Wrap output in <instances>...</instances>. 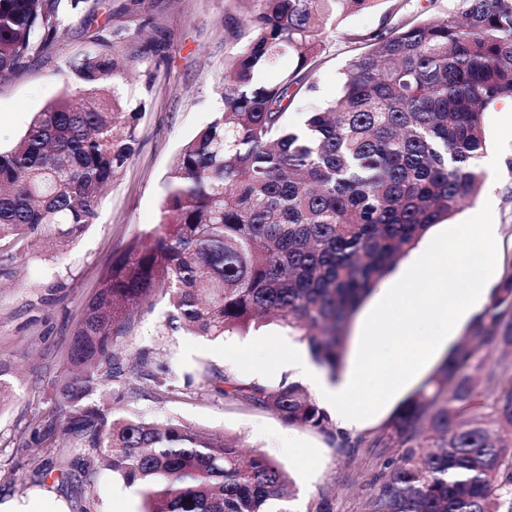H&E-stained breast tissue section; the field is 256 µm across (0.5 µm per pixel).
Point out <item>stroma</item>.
Segmentation results:
<instances>
[{"instance_id": "1", "label": "stroma", "mask_w": 512, "mask_h": 512, "mask_svg": "<svg viewBox=\"0 0 512 512\" xmlns=\"http://www.w3.org/2000/svg\"><path fill=\"white\" fill-rule=\"evenodd\" d=\"M377 0L344 15L327 30L316 90L295 104L291 121L336 97L356 46L345 32H370L383 22L403 25L454 10L457 0ZM234 0H103L96 20L130 28L160 29L172 42L170 57L155 69L135 65L124 89L145 98L135 154L114 177L93 224L62 251L40 243L26 247L12 279L0 282V354L14 364L15 394L0 410V504L27 512L30 505L53 512H140L143 496L105 468L89 469L83 449L74 447L61 426L51 425L52 386L68 372L67 340L93 298L102 275L135 234L158 224L165 176L181 146L221 107L225 61L236 46L225 30ZM80 14L66 18L61 38L24 71L0 81V149H9L27 130L35 112L57 99L65 87L66 63L91 51ZM486 152L500 158L483 169L482 188L449 218V225L492 224L497 228L496 274L512 264V101L501 100L485 113ZM167 297L133 318L119 348L128 358L146 355L166 368L172 392L127 375L124 385L107 384L104 398L125 414L149 420L170 418L203 431L239 436L282 463L297 489L296 512H308L319 489L335 493L336 512H365L376 471L375 451L348 454L318 431L286 425L276 415L228 400L206 386V371L230 370L240 378L274 386L287 376L286 329L268 324L243 335L211 340L170 330Z\"/></svg>"}]
</instances>
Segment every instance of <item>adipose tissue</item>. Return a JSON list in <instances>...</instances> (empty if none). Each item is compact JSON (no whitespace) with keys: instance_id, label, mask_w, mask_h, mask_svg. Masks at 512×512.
Returning a JSON list of instances; mask_svg holds the SVG:
<instances>
[{"instance_id":"obj_1","label":"adipose tissue","mask_w":512,"mask_h":512,"mask_svg":"<svg viewBox=\"0 0 512 512\" xmlns=\"http://www.w3.org/2000/svg\"><path fill=\"white\" fill-rule=\"evenodd\" d=\"M477 240L479 261L458 247L460 237ZM495 227L467 224L439 237L428 251L414 255L395 282L375 294L362 326L363 344L357 365L336 383L311 364L299 347L288 349V367L311 384L331 406L338 430L353 433L403 386L431 357L448 347L461 328L478 316L494 293ZM436 274L433 287L423 289L409 317L395 307L415 270Z\"/></svg>"}]
</instances>
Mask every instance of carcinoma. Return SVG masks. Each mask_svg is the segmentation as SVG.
Instances as JSON below:
<instances>
[{
  "mask_svg": "<svg viewBox=\"0 0 512 512\" xmlns=\"http://www.w3.org/2000/svg\"><path fill=\"white\" fill-rule=\"evenodd\" d=\"M89 0H0V80L26 69L64 31L62 12ZM229 17L222 109L179 150L161 220L132 237L100 280L70 339L71 371L49 411L104 459L143 512H292L285 467L235 436L178 421L116 414L105 382L167 378L117 340L133 311L168 297V328L219 338L273 317L308 345L330 378L342 369L352 319L376 285L435 224L481 188L483 116L512 98V0L458 8L398 29L355 34L338 97L299 123L288 110L316 88L328 25L376 0H252ZM69 64L71 85L0 151V276L25 246L61 249L94 222L101 189L134 153L145 103L120 93L130 64L165 60L170 37L101 26ZM278 71L273 81L258 74ZM512 268L463 341L376 431L332 432L298 381L206 376L211 390L326 434L338 448H376L367 512H512ZM0 356V409L14 396ZM309 512H334L319 491Z\"/></svg>",
  "mask_w": 512,
  "mask_h": 512,
  "instance_id": "obj_1",
  "label": "carcinoma"
}]
</instances>
